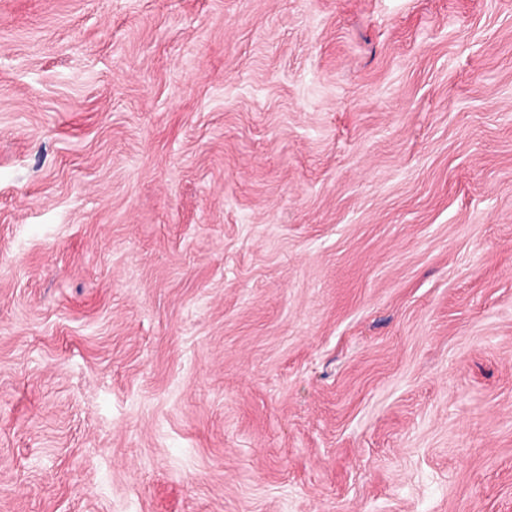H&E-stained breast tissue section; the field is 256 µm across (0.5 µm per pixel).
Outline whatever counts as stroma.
<instances>
[{
	"mask_svg": "<svg viewBox=\"0 0 512 512\" xmlns=\"http://www.w3.org/2000/svg\"><path fill=\"white\" fill-rule=\"evenodd\" d=\"M0 512H512V0H0Z\"/></svg>",
	"mask_w": 512,
	"mask_h": 512,
	"instance_id": "stroma-1",
	"label": "stroma"
}]
</instances>
